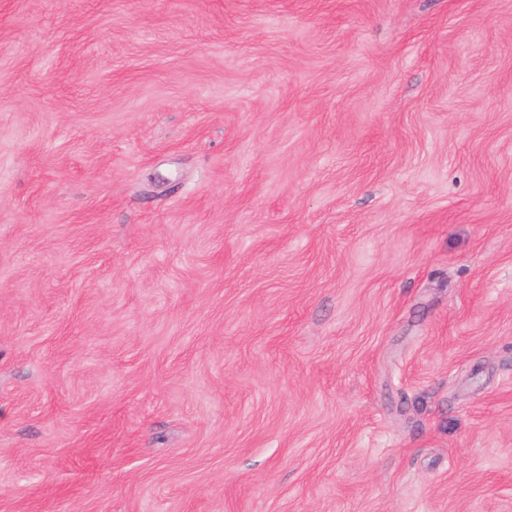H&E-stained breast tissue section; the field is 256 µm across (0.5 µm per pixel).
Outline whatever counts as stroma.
Returning a JSON list of instances; mask_svg holds the SVG:
<instances>
[{"mask_svg":"<svg viewBox=\"0 0 512 512\" xmlns=\"http://www.w3.org/2000/svg\"><path fill=\"white\" fill-rule=\"evenodd\" d=\"M0 512H512V0H0Z\"/></svg>","mask_w":512,"mask_h":512,"instance_id":"obj_1","label":"stroma"}]
</instances>
